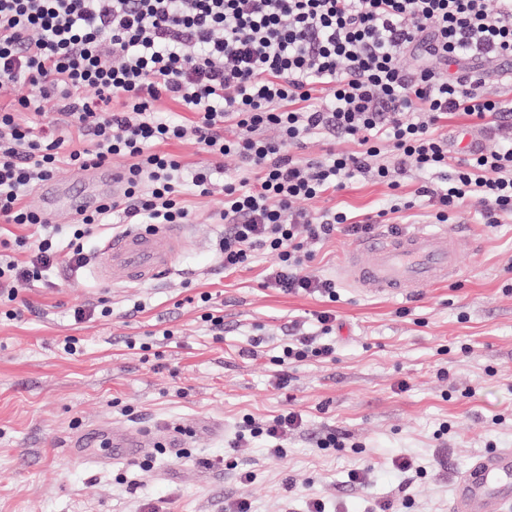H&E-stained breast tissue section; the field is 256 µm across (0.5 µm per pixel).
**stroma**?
Segmentation results:
<instances>
[{
    "instance_id": "1",
    "label": "stroma",
    "mask_w": 512,
    "mask_h": 512,
    "mask_svg": "<svg viewBox=\"0 0 512 512\" xmlns=\"http://www.w3.org/2000/svg\"><path fill=\"white\" fill-rule=\"evenodd\" d=\"M452 152L471 144L490 150L501 135L467 117H449ZM211 195L191 197L196 243L174 271L158 282L131 287L103 283L96 269L102 244L119 225L84 240L87 260L50 271L22 288L25 309L0 319V512H224L245 500L254 512H304L308 494L326 497L333 512H369L376 500L397 502L399 512H448L457 474L494 448H512V220L491 229L472 200L449 228L478 248L460 259L463 278L429 287L410 299L371 297L338 284L335 303L271 287L273 264L263 255L225 272L219 258L223 225L212 214L224 203V179L237 159L220 162ZM425 173L407 176L400 195L413 208L395 214L400 232L430 221L427 199L414 191ZM389 190L357 177L312 209L335 207L355 219L385 208ZM352 239L308 242V271L336 278ZM213 295L224 312V334L205 330L196 298ZM99 303L109 316L77 322L72 311ZM336 313L333 360H310L277 385V356L288 333L318 335L315 312ZM171 338H163V331ZM75 336L80 356L61 353ZM154 342V352L127 346ZM302 413L304 429L289 436L285 453L270 457L267 441L242 449L238 463L255 469L251 481L220 463L246 417L268 420ZM448 435L437 438L440 425ZM97 425L159 433L187 428L185 447L151 449V468L113 461L107 450L72 457L67 447ZM341 448L321 449L328 432ZM436 460L415 483L404 485L392 462ZM369 466V486L350 485V470ZM291 495H284V482Z\"/></svg>"
}]
</instances>
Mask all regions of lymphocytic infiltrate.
<instances>
[{
    "instance_id": "f902f5d3",
    "label": "lymphocytic infiltrate",
    "mask_w": 512,
    "mask_h": 512,
    "mask_svg": "<svg viewBox=\"0 0 512 512\" xmlns=\"http://www.w3.org/2000/svg\"><path fill=\"white\" fill-rule=\"evenodd\" d=\"M403 53L418 58L417 69L398 66ZM489 59L512 62V0H498L493 13L486 0H0V93L31 88L0 107V223L29 229L0 238L5 317H20V288L81 266L85 238L111 217L191 223L186 193L210 194L211 161L228 155L240 166L215 214L224 269L266 252L275 260L271 284L287 293L335 301V281L306 271L305 240H361L388 214L412 208L397 193L411 168L439 177L415 191L431 201L436 223L476 198L496 228L512 218V145L456 158L442 131L460 112L512 134V108L485 97L476 75ZM164 100L182 115L160 118ZM45 101L56 122L30 119ZM270 127L277 138L265 137ZM315 135L335 149L320 161L299 157ZM188 136L209 160L187 177L164 146ZM344 142L356 150H341ZM116 157L125 161L121 194L66 227L28 203L60 165L87 170ZM358 175L392 190L387 208L358 221L336 208L305 209ZM14 247L28 250V261L12 257ZM303 426L295 411L248 418L233 445L262 438L278 457Z\"/></svg>"
}]
</instances>
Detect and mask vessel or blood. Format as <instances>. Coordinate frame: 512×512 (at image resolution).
Listing matches in <instances>:
<instances>
[{
  "instance_id": "1",
  "label": "vessel or blood",
  "mask_w": 512,
  "mask_h": 512,
  "mask_svg": "<svg viewBox=\"0 0 512 512\" xmlns=\"http://www.w3.org/2000/svg\"><path fill=\"white\" fill-rule=\"evenodd\" d=\"M83 179L88 190L63 199L55 189L42 190L38 207L50 211L61 205L76 213L122 191L119 172L109 165L87 170ZM189 242V227L185 224L128 225L105 240V263L98 275L113 285L156 281L173 270ZM474 248L471 239L443 225H423L398 235L381 233L348 253L338 274L361 294L407 298L425 286L457 281L462 274L460 254ZM157 444L152 435L116 436L112 452L133 460ZM451 512H512V448L491 450L460 474Z\"/></svg>"
}]
</instances>
